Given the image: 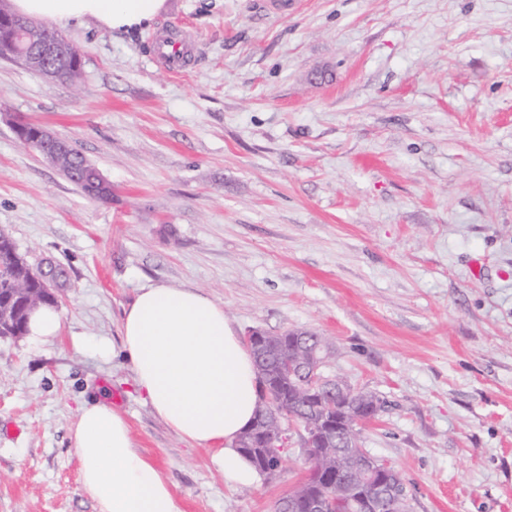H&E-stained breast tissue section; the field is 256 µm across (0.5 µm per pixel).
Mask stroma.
<instances>
[{"instance_id": "obj_1", "label": "stroma", "mask_w": 512, "mask_h": 512, "mask_svg": "<svg viewBox=\"0 0 512 512\" xmlns=\"http://www.w3.org/2000/svg\"><path fill=\"white\" fill-rule=\"evenodd\" d=\"M170 0L180 75L150 29L64 33L82 78L0 59V230L63 266L59 335L0 337V512H97L70 439L87 383L126 416L185 512H275L310 464L230 488L136 393L115 343L149 285L191 287L240 335L329 337V373L386 402L361 446L412 512H512V0ZM68 141L112 185L85 197L19 146ZM152 59L161 63L173 75L183 71L186 56L182 43L173 38L172 33L166 32L154 40Z\"/></svg>"}]
</instances>
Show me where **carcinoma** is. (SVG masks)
Instances as JSON below:
<instances>
[{"instance_id":"1","label":"carcinoma","mask_w":512,"mask_h":512,"mask_svg":"<svg viewBox=\"0 0 512 512\" xmlns=\"http://www.w3.org/2000/svg\"><path fill=\"white\" fill-rule=\"evenodd\" d=\"M20 43V30L3 23L0 25V55L13 54ZM67 81L75 82L81 75V56L75 45H70V61L62 66ZM14 132L20 143L40 154L52 166L74 183L81 192L99 202L112 201V185L108 182H90L95 166L75 148L54 149L43 141L42 130L36 125L19 123ZM41 283L35 271L21 257L12 238L0 230V291L18 289L24 294L19 304L31 302L36 306L53 305L55 300L40 291ZM278 354L288 353V358L303 360L307 346H317L328 352L326 337L310 333L307 337L289 331L274 337ZM261 367L266 371L268 381L278 394L274 409L273 432L279 435L278 419L284 417L288 425L299 429L304 422L318 416L336 420V430L320 431L314 435L317 455L310 468V474L303 482L281 499L278 512H309L308 500L319 499L325 503V512H359L362 496L369 492L363 484L365 477L359 469L361 456V424L371 419L372 414L383 411L386 402L378 395L353 387L342 391L330 382L320 386L309 401L299 396V389L309 380V373L293 369L288 376L278 372V360L271 357ZM258 473L267 478L277 472L280 462L266 458L263 453L243 450Z\"/></svg>"}]
</instances>
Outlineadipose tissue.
<instances>
[{
  "instance_id": "1",
  "label": "adipose tissue",
  "mask_w": 512,
  "mask_h": 512,
  "mask_svg": "<svg viewBox=\"0 0 512 512\" xmlns=\"http://www.w3.org/2000/svg\"><path fill=\"white\" fill-rule=\"evenodd\" d=\"M18 16L60 26L91 22L130 32L151 26L168 0H12ZM119 354L151 412L180 439L207 448L227 484L259 475L238 448L259 405L252 354L202 291L166 285L139 290L124 311ZM84 491L98 512H184L159 468L138 448L122 413L83 401L71 431Z\"/></svg>"
}]
</instances>
